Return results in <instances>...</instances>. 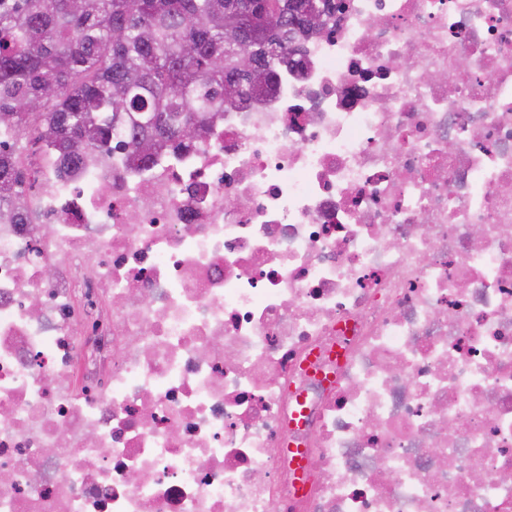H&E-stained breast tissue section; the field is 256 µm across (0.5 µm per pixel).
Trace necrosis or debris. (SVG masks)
<instances>
[{"mask_svg": "<svg viewBox=\"0 0 512 512\" xmlns=\"http://www.w3.org/2000/svg\"><path fill=\"white\" fill-rule=\"evenodd\" d=\"M143 165L32 131L0 512H512V0H323Z\"/></svg>", "mask_w": 512, "mask_h": 512, "instance_id": "necrosis-or-debris-1", "label": "necrosis or debris"}]
</instances>
